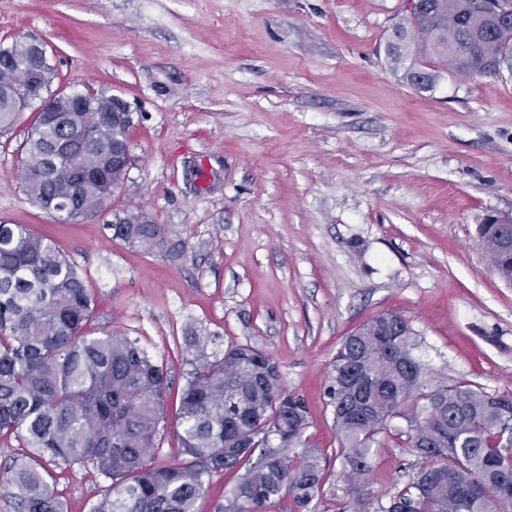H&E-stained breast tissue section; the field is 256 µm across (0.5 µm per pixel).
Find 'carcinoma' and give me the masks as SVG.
<instances>
[{"label": "carcinoma", "mask_w": 512, "mask_h": 512, "mask_svg": "<svg viewBox=\"0 0 512 512\" xmlns=\"http://www.w3.org/2000/svg\"><path fill=\"white\" fill-rule=\"evenodd\" d=\"M512 0H424V12L393 28L386 54L392 70L417 90L432 88L439 65L471 77L512 72ZM15 64L0 72V135L18 113L7 88L20 83L30 53L22 38L3 46ZM132 123L100 112L80 125L59 112L39 113L27 131L21 179L29 200L60 223L96 214L124 179L112 173V142L129 141ZM71 143L51 160L53 146ZM112 238L147 250L167 246L162 224H110ZM482 245L498 273L512 278V255L493 248L496 228L482 225ZM94 298L74 262L24 224H0V437L27 452L12 458L9 483L17 512H65L43 466L91 467L110 480L91 512H195L216 474L249 465L214 512H270L281 494L308 512L322 490L321 452L306 446L304 399L283 385L278 364L250 345L207 353L211 334L190 330L188 378L179 396L175 436L181 461L154 466L151 452L166 425L167 375L138 342L102 332L87 335ZM375 336L369 325L340 344L333 361L330 405L339 456L349 479L367 475L372 450L390 422L418 458L413 477L385 503L360 502L359 512H512V393L491 394L459 382L428 386L414 354L413 331ZM292 447L303 448L291 456Z\"/></svg>", "instance_id": "cac0c4a2"}]
</instances>
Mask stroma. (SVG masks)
Wrapping results in <instances>:
<instances>
[{"label": "stroma", "mask_w": 512, "mask_h": 512, "mask_svg": "<svg viewBox=\"0 0 512 512\" xmlns=\"http://www.w3.org/2000/svg\"><path fill=\"white\" fill-rule=\"evenodd\" d=\"M406 0H0V42H43L52 89L121 96L133 161L111 202L61 224L28 200L21 146L33 110L0 137V223L56 241L96 304L93 332L136 339L168 374L175 419L189 330L211 352L251 345L308 406L325 480L315 512L388 501L417 463L384 439L348 483L329 404L344 336L406 318L430 383L512 391V283L479 243L512 214V73L440 71L416 90L386 43ZM175 230L182 255L113 239L115 210ZM68 512L109 481L47 462Z\"/></svg>", "instance_id": "1"}]
</instances>
